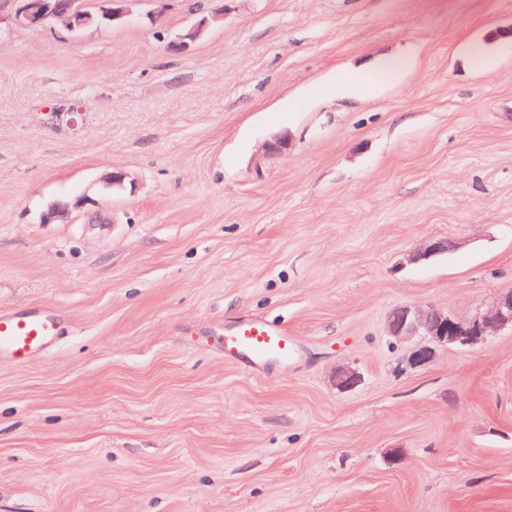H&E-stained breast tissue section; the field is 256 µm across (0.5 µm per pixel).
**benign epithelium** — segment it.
Returning <instances> with one entry per match:
<instances>
[{
	"mask_svg": "<svg viewBox=\"0 0 512 512\" xmlns=\"http://www.w3.org/2000/svg\"><path fill=\"white\" fill-rule=\"evenodd\" d=\"M165 0H97L90 5L86 0H8V9L0 7V26L15 28H63L80 34L96 23L121 26L140 15L148 6L146 16L152 17L163 9ZM225 12L213 10L185 32L169 42L173 50L183 48L187 41L197 39L209 26L224 23ZM457 247L447 238L436 237L425 241L409 255V261L418 263L444 254ZM512 329V289L498 292L485 308L467 320H459L432 306L418 308L400 305L390 314L388 333L398 341H416L409 357L414 367L428 364L437 349L447 346H474L484 342L490 332ZM360 382V375L350 368L336 371V386L348 390Z\"/></svg>",
	"mask_w": 512,
	"mask_h": 512,
	"instance_id": "7a95c632",
	"label": "benign epithelium"
}]
</instances>
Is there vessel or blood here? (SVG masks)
Listing matches in <instances>:
<instances>
[{
	"mask_svg": "<svg viewBox=\"0 0 512 512\" xmlns=\"http://www.w3.org/2000/svg\"><path fill=\"white\" fill-rule=\"evenodd\" d=\"M64 320L53 307L40 305L27 313L0 314V362L22 364L47 353L59 341ZM224 349L248 356L253 366L271 360L285 361L296 352L293 337L279 324L259 318H246L226 326Z\"/></svg>",
	"mask_w": 512,
	"mask_h": 512,
	"instance_id": "1",
	"label": "vessel or blood"
}]
</instances>
